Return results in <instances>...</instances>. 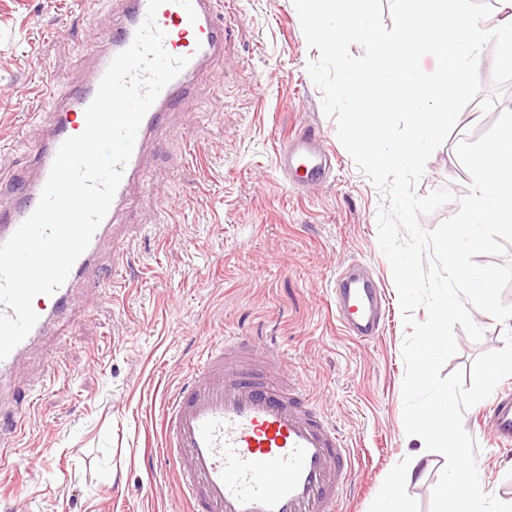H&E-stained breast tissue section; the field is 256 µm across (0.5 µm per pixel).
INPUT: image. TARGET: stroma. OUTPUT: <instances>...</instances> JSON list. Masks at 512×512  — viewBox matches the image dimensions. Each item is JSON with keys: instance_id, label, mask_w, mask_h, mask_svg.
Listing matches in <instances>:
<instances>
[{"instance_id": "35a3bbf8", "label": "stroma", "mask_w": 512, "mask_h": 512, "mask_svg": "<svg viewBox=\"0 0 512 512\" xmlns=\"http://www.w3.org/2000/svg\"><path fill=\"white\" fill-rule=\"evenodd\" d=\"M224 53L170 112L147 155L151 194L132 189L119 230L128 261L112 276L114 239L100 245V288L75 287L70 312L39 340L26 365L32 404L26 435L0 431V512H183L176 464L158 458L164 398L216 337H262L354 451L356 474L342 512H376L395 478L410 477L417 512H429L445 464L403 425L402 345L407 329L378 244L385 199L337 138L306 65L309 48L293 0H224ZM112 23L109 0H0V208L5 184L27 173L42 129L26 115L32 81L58 90L83 81ZM502 111L471 102L429 159L416 191L455 199L421 216L424 230L453 216L471 177L456 154ZM319 132L336 164L311 191L276 166L286 136ZM367 264L384 289L388 318L372 342L336 320V275ZM480 342L457 331L444 374L470 372L504 346L505 324L473 314ZM50 357L45 373L42 357ZM467 410L486 492L512 502V445Z\"/></svg>"}]
</instances>
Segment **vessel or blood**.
Wrapping results in <instances>:
<instances>
[{
    "instance_id": "vessel-or-blood-1",
    "label": "vessel or blood",
    "mask_w": 512,
    "mask_h": 512,
    "mask_svg": "<svg viewBox=\"0 0 512 512\" xmlns=\"http://www.w3.org/2000/svg\"><path fill=\"white\" fill-rule=\"evenodd\" d=\"M192 5L193 21L175 0L159 8L156 22L165 33V49L189 62L145 114L110 209L90 245L60 288L34 299L39 319L0 361V378H18L31 345L68 312L74 287L96 283L98 245L118 225L123 200L132 187L151 188L143 177L147 148L204 64L223 52L224 29L216 23L222 0H192ZM147 6L148 0H112L116 21L105 32L104 49L88 52L93 67L87 80L54 98L51 110H32L44 135L33 148L30 173L10 185L15 203L0 210V243L36 208L60 145L83 131L87 106L113 58L132 44ZM277 166L284 176L303 175L305 187L313 188L325 181L332 160L320 136L305 130L285 142ZM384 297L365 266L345 268L334 288L343 330L360 341L377 339L385 324ZM278 369L277 359L253 337L227 336L192 363L182 386L167 398L161 451L179 465L178 488L189 512H338L354 455L304 395L300 381L281 376ZM487 417L499 439L512 440V399H494Z\"/></svg>"
}]
</instances>
